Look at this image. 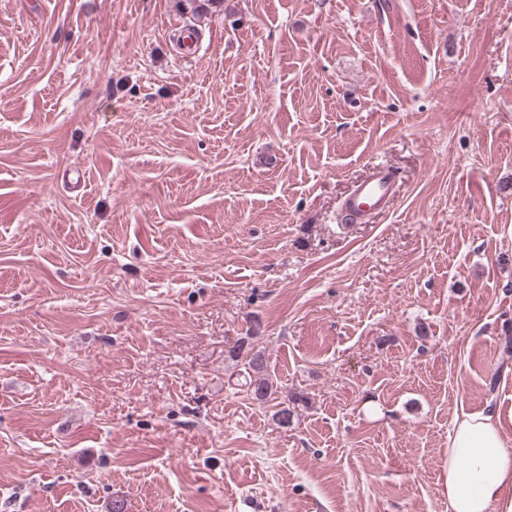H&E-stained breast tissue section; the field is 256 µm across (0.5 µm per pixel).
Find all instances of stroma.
Instances as JSON below:
<instances>
[{"label":"stroma","instance_id":"stroma-1","mask_svg":"<svg viewBox=\"0 0 512 512\" xmlns=\"http://www.w3.org/2000/svg\"><path fill=\"white\" fill-rule=\"evenodd\" d=\"M509 336L512 0H0V512H448ZM395 183L393 170L373 167L344 199V211L356 220H363L372 212L385 211L393 199ZM244 345L245 342L241 341L235 349L230 352L232 358H238L240 355H243L241 361H244L247 376H243L245 383L241 386H244L246 392L252 396V399L260 404L278 399L279 397H274L278 387L275 386L274 389V383L268 374L265 353L260 349H256L254 346L247 348L244 353Z\"/></svg>","mask_w":512,"mask_h":512}]
</instances>
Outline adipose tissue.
<instances>
[{"label": "adipose tissue", "instance_id": "obj_1", "mask_svg": "<svg viewBox=\"0 0 512 512\" xmlns=\"http://www.w3.org/2000/svg\"><path fill=\"white\" fill-rule=\"evenodd\" d=\"M448 512H512V450L495 414L463 411L448 435Z\"/></svg>", "mask_w": 512, "mask_h": 512}]
</instances>
